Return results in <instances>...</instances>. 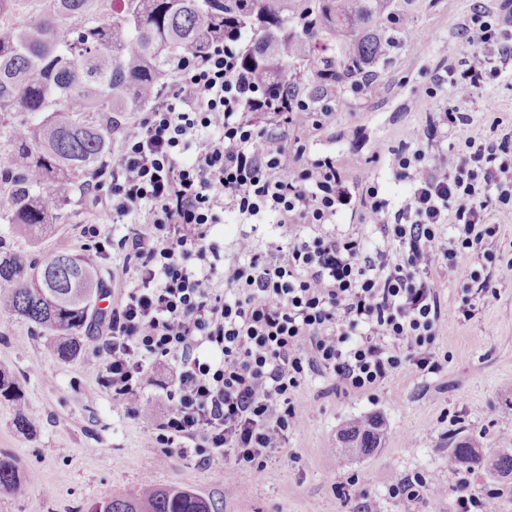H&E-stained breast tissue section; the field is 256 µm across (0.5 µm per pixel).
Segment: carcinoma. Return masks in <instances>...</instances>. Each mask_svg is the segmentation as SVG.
Returning <instances> with one entry per match:
<instances>
[{
  "instance_id": "cac0c4a2",
  "label": "carcinoma",
  "mask_w": 512,
  "mask_h": 512,
  "mask_svg": "<svg viewBox=\"0 0 512 512\" xmlns=\"http://www.w3.org/2000/svg\"><path fill=\"white\" fill-rule=\"evenodd\" d=\"M26 2L0 0V126L24 116L0 153V221L29 241L62 217L76 190L104 179L112 135L123 129L119 116L154 106L177 61L204 54L214 40L241 39L242 70L273 112L288 111L295 96L315 104L327 94L341 109L348 92L372 80L385 47L411 46L406 26L379 25L383 0H39L19 24L13 17ZM102 295L100 269L86 256L38 257L0 240V313L53 337L59 358L81 354V334ZM0 399L13 403L19 432L36 430L17 381L2 370ZM385 430L378 415L355 418L341 429L339 448L369 455ZM448 459L512 479V452L486 460L473 438L457 440ZM26 492L17 463L1 454L0 493ZM90 512L220 509L186 485L148 482Z\"/></svg>"
}]
</instances>
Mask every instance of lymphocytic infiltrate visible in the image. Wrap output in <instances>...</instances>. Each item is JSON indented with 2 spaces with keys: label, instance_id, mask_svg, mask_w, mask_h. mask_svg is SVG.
<instances>
[{
  "label": "lymphocytic infiltrate",
  "instance_id": "f902f5d3",
  "mask_svg": "<svg viewBox=\"0 0 512 512\" xmlns=\"http://www.w3.org/2000/svg\"><path fill=\"white\" fill-rule=\"evenodd\" d=\"M511 24L512 0L470 14L450 104L429 124L433 134L468 129L459 161L448 168L417 141L398 147L394 181L407 189L398 206L370 176L356 198L335 159L306 161L333 112L301 99L272 129L255 126L250 115L267 100L241 71L235 41L179 62L174 92L123 129L107 184L113 223L140 218L143 227L116 241L102 225L84 228L93 257L112 244L120 255L104 286L117 300L93 357L102 385L136 417L152 409L148 386L171 404L145 451L176 446L196 464H224L227 479L244 468L259 477L306 414L294 395L309 375L362 394L399 369L439 370L432 348L450 314L470 317L497 297L465 259L512 223V134L486 142L458 105L512 82ZM355 198L363 223L397 243L392 263L372 264L365 238L327 232ZM227 219L273 225L287 243L264 255L241 234L219 257L214 238ZM440 279L478 282L477 299L449 312Z\"/></svg>",
  "mask_w": 512,
  "mask_h": 512
}]
</instances>
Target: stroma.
<instances>
[{"instance_id": "obj_1", "label": "stroma", "mask_w": 512, "mask_h": 512, "mask_svg": "<svg viewBox=\"0 0 512 512\" xmlns=\"http://www.w3.org/2000/svg\"><path fill=\"white\" fill-rule=\"evenodd\" d=\"M498 0H388L384 25L403 21L419 50L388 49L384 66L366 94L352 95L332 124L310 139L306 158H336L349 180L363 172L389 178L392 147L423 133L430 113L448 103L445 89L425 90L447 79L456 61L463 22L477 4ZM484 130L496 121L512 126V89L477 92L464 105ZM104 195L76 194L67 216L31 244L38 255L84 253V227L109 224ZM498 260L485 267L497 290L492 305L468 319H449L435 343L441 361L434 374L393 373L366 394H335L331 379L313 375L295 399L308 412L290 432L288 446L261 478L240 471L224 479L221 466H196L177 449L145 452L144 439L168 405L155 397V413L132 417L99 384L92 356L102 336L92 324L83 353L62 360L31 334L24 319L0 314V368L17 378L38 431L14 425V409L0 399V453L13 456L28 481L22 497L0 494V512H88L96 501L136 493L143 480L180 483L213 498L224 512H456L448 450L456 439L476 437L485 456L512 448V223L488 243ZM381 415L388 433L381 448L364 457H337L339 431L354 417ZM423 473L432 484L413 502L391 497L398 476Z\"/></svg>"}]
</instances>
